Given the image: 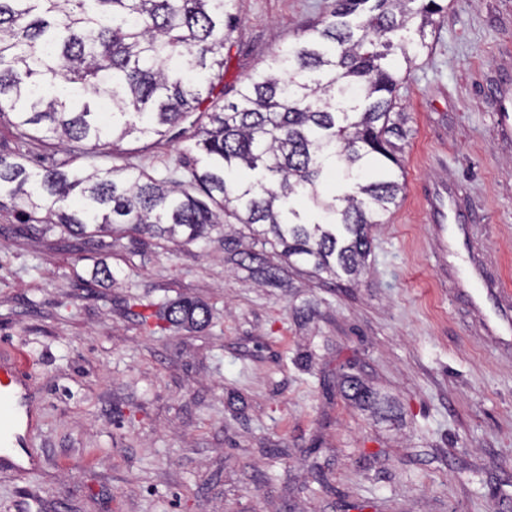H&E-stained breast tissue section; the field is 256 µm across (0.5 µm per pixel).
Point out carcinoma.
Wrapping results in <instances>:
<instances>
[{"mask_svg":"<svg viewBox=\"0 0 512 512\" xmlns=\"http://www.w3.org/2000/svg\"><path fill=\"white\" fill-rule=\"evenodd\" d=\"M235 0H0V119L19 139L51 136L75 157L117 154L133 134L196 127L191 185L64 163L43 172L0 155V199L35 222L93 238L118 232L192 243L222 224H241L262 244L316 272L358 276L371 254L370 229L403 189L394 169L405 136L394 111L407 64L426 47L438 0H334L329 17L274 52L231 89L224 49ZM347 190L323 196L330 164ZM227 260L251 263L262 282L282 267L241 252L224 235ZM170 326L210 322L190 300L145 315ZM343 387L359 404L380 402L353 375Z\"/></svg>","mask_w":512,"mask_h":512,"instance_id":"obj_1","label":"carcinoma"}]
</instances>
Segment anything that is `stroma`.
I'll return each instance as SVG.
<instances>
[{
	"label": "stroma",
	"instance_id": "1",
	"mask_svg": "<svg viewBox=\"0 0 512 512\" xmlns=\"http://www.w3.org/2000/svg\"><path fill=\"white\" fill-rule=\"evenodd\" d=\"M333 0H236L224 82L260 69ZM402 68L399 203L371 230L358 280L284 267L279 286L224 259V232L192 243L105 245L27 223L0 204V353L23 354L37 419L24 473L0 469V512H512V349L455 290L469 255L512 294V0H446ZM195 129L132 135L83 165L189 179ZM0 154L34 169L55 141ZM453 187L477 232L442 251L424 202ZM112 277L93 280L96 266ZM189 298L208 326L158 330L143 306ZM357 376L391 407L345 397Z\"/></svg>",
	"mask_w": 512,
	"mask_h": 512
}]
</instances>
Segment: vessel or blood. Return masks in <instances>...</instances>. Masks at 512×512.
<instances>
[{
    "label": "vessel or blood",
    "mask_w": 512,
    "mask_h": 512,
    "mask_svg": "<svg viewBox=\"0 0 512 512\" xmlns=\"http://www.w3.org/2000/svg\"><path fill=\"white\" fill-rule=\"evenodd\" d=\"M436 223L448 238L450 245L467 244L471 224L456 205L455 197L446 183L439 182L429 188L425 198ZM459 287L491 290L485 276V267L473 262L458 282ZM473 306L480 311L490 334L498 336L503 344L512 343V306L499 305L486 309L481 299H474ZM25 373L18 356L0 360V448L21 451L26 445V435L33 422L25 403Z\"/></svg>",
    "instance_id": "1"
}]
</instances>
